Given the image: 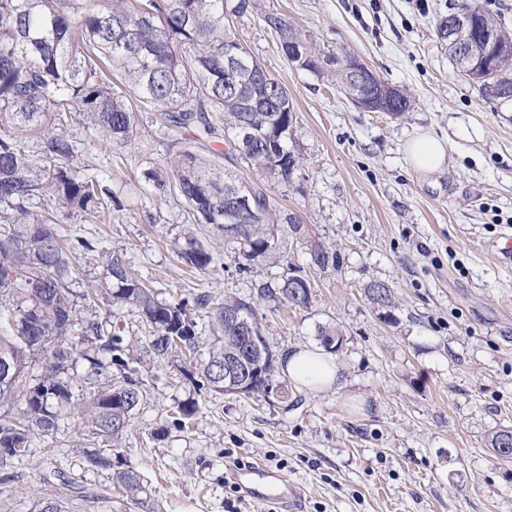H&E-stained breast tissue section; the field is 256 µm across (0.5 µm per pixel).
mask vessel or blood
<instances>
[{"label": "vessel or blood", "instance_id": "obj_1", "mask_svg": "<svg viewBox=\"0 0 512 512\" xmlns=\"http://www.w3.org/2000/svg\"><path fill=\"white\" fill-rule=\"evenodd\" d=\"M236 484L249 498L267 507L268 512H290L299 496V489L277 471L254 463L235 470Z\"/></svg>", "mask_w": 512, "mask_h": 512}]
</instances>
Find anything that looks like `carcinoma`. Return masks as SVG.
<instances>
[{"instance_id":"1","label":"carcinoma","mask_w":512,"mask_h":512,"mask_svg":"<svg viewBox=\"0 0 512 512\" xmlns=\"http://www.w3.org/2000/svg\"><path fill=\"white\" fill-rule=\"evenodd\" d=\"M464 7L483 26L499 32L491 50L508 78L476 70L469 80L488 96L512 88V30L486 0ZM256 8L254 0H0V356L15 371L13 385H0V462L22 460L36 437L48 436L65 418L81 421L87 432L85 461L112 479L130 498L146 493L142 478L118 451L119 442L145 404L148 386L129 366L131 345L109 329L108 317H79L80 303L128 305L139 312L154 356L169 360L192 355L199 347L204 315L219 332L209 358L196 371L209 390L224 387V363L248 356L238 322L255 321L249 302L229 297L214 303L207 294L194 307L181 300L161 301L143 284L126 259L100 247L96 240L61 235L51 206L91 217L112 209L116 200L106 177L80 162L90 145L125 148L138 133L137 112L160 113L158 138L179 149L168 169L148 168L151 195L177 196L199 224L224 233L229 191L245 185L264 213L257 224L241 219L231 225L232 244L242 260L265 257L275 248L274 226L296 218L277 215L267 182L290 184L300 156L288 145L296 120L288 88L244 47L234 20ZM264 23L276 34L283 54L302 36L283 17L268 12ZM233 57L234 79L224 85V63ZM300 69L338 81L350 98L362 91L354 74L336 53L307 50ZM81 125L91 142L72 133ZM250 129L259 145L248 155L236 151L237 136ZM224 141L227 155L240 168L228 171L203 156L207 144ZM260 176L246 179L243 170ZM90 253L104 260L105 277L79 293L73 288L77 258ZM178 254L185 264L205 272L214 264L210 250L191 234ZM319 269L336 267L339 255L319 243L310 248ZM379 308L392 304V288L379 281L365 287ZM260 298L294 309L308 307V277L288 269L258 285ZM81 342L71 341L74 327ZM261 367L233 383L238 393L266 392L277 357L264 340ZM83 363L85 373L70 370ZM41 364V373L30 374ZM197 401L177 406L167 426L189 427ZM498 460L512 462V431L489 440Z\"/></svg>"}]
</instances>
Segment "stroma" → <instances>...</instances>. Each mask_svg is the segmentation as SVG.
<instances>
[{"instance_id":"stroma-1","label":"stroma","mask_w":512,"mask_h":512,"mask_svg":"<svg viewBox=\"0 0 512 512\" xmlns=\"http://www.w3.org/2000/svg\"><path fill=\"white\" fill-rule=\"evenodd\" d=\"M459 2L258 0L259 11L236 20L243 45L292 97L301 156L290 186L268 192L302 228L278 226L277 251L248 265L210 225L191 224L179 199L143 189L146 167H165L174 152L155 136L153 113L140 114L134 150L93 152L122 207L103 222L58 208L61 232L124 256L159 299L204 292L253 302L276 355L322 348V331H338L343 376L329 389H300L279 365L277 396L200 391L182 361L150 354L134 311L113 308L112 331L133 342L149 388L119 445L145 494L124 500L111 472L87 468L83 430L68 418L23 461L0 463V512H34L42 494L86 512L55 471L101 495L95 512H264L231 489L236 456L283 468L300 486L296 512H512V465L487 446L494 431L512 429V263L488 245L512 229V104L468 82L438 42L437 18ZM268 11L312 48L358 57L407 95L409 111H363L296 68L261 19ZM423 132L448 147L445 168L430 175L405 151ZM188 232L214 253L209 271L178 258ZM314 240L336 250V268L311 265ZM291 267L314 284L309 307L258 299L259 282ZM373 281L392 287L391 307L369 302ZM190 398L199 411L189 428L157 440Z\"/></svg>"}]
</instances>
